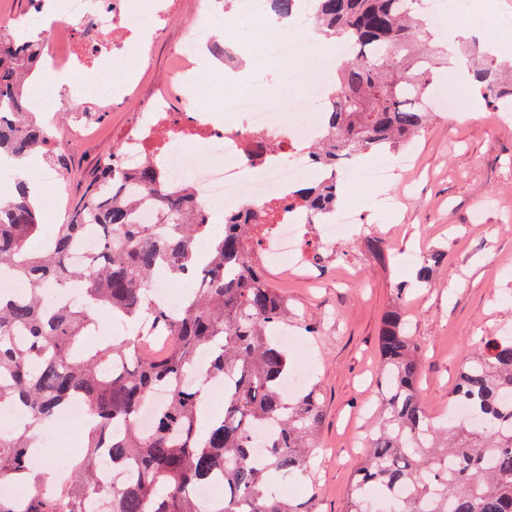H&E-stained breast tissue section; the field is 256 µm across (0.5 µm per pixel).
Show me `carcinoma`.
<instances>
[{"mask_svg":"<svg viewBox=\"0 0 512 512\" xmlns=\"http://www.w3.org/2000/svg\"><path fill=\"white\" fill-rule=\"evenodd\" d=\"M290 18L299 0H269ZM316 30L353 47L336 72L323 112V135L312 157L323 177L300 192L319 224L336 206L341 169L367 151L407 144L425 125L424 102L433 85L432 59L418 50L419 19L407 0H313ZM37 43L0 30V154L20 160L42 153L54 169L68 170L69 153L30 111L25 81L36 70ZM484 99L508 109L512 82L493 67L473 70ZM116 143L102 153L96 177L52 238L40 236L38 199L18 178L16 192L0 199V270L24 280L17 301L0 297V406L22 409L23 425L0 432V483L24 482L37 471L32 433L75 394L88 405L94 426L83 461L69 484L18 501L0 494V512H315L276 493L284 479L309 471L323 419L317 386L288 397V350L277 332L288 323V300L251 255L262 215L250 206L224 212V235L199 243L210 227L191 188L176 185L151 158L123 170ZM144 203L157 223L140 224ZM90 233L99 248L79 266L70 256ZM442 260L437 253L417 267L430 285ZM195 281L180 311L168 312L149 296L155 272ZM74 284L78 305L53 298ZM137 326L135 337L112 338L96 348L84 336L100 313ZM382 391L379 422L354 473L346 512H512V337L483 336L457 377L450 401L465 400L483 422L436 425L419 396L423 369L419 345L396 308L383 316L378 336ZM207 353L200 367L197 356ZM232 380L223 415L201 435L202 389ZM166 391L153 426L136 424L142 402ZM271 425L264 454L253 456L254 432ZM112 467L132 464L124 486L98 475L101 453ZM224 477L223 495L208 507L193 490Z\"/></svg>","mask_w":512,"mask_h":512,"instance_id":"cac0c4a2","label":"carcinoma"}]
</instances>
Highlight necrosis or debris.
<instances>
[{
	"mask_svg": "<svg viewBox=\"0 0 512 512\" xmlns=\"http://www.w3.org/2000/svg\"><path fill=\"white\" fill-rule=\"evenodd\" d=\"M41 7L58 8L62 25L76 34L91 31L101 37L111 34L113 25L122 24L143 58L149 54L148 38L159 20L156 12L130 10L126 0H43ZM311 49L309 38L283 35L263 42L250 66L258 69L274 59H300ZM41 60L47 71L56 74L93 63L108 70L122 64L120 51L111 46L98 47L90 54L64 51L55 39L43 45ZM326 97L319 79L277 99L251 104L238 93L228 92L223 117L199 110L186 119L170 111L166 99L161 98L155 101L148 119L129 133L120 163L128 169L145 157H159L166 161L173 180L188 182L200 202H221L228 207L253 204L263 213L258 251L284 272H308L312 269L310 248L330 249L336 239L355 230L348 211L337 222L313 225L309 212L293 194L294 186L313 168L308 145L322 134L320 114ZM298 111L308 113L306 122H286V113ZM226 118L234 122L229 133L222 124ZM257 134L278 144L279 149L264 152L253 162L248 154Z\"/></svg>",
	"mask_w": 512,
	"mask_h": 512,
	"instance_id": "necrosis-or-debris-1",
	"label": "necrosis or debris"
}]
</instances>
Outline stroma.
Wrapping results in <instances>:
<instances>
[{"instance_id": "stroma-1", "label": "stroma", "mask_w": 512, "mask_h": 512, "mask_svg": "<svg viewBox=\"0 0 512 512\" xmlns=\"http://www.w3.org/2000/svg\"><path fill=\"white\" fill-rule=\"evenodd\" d=\"M133 2L164 13L151 54L143 64L136 56L127 58L128 70L141 72L130 84L115 73H74L70 100L83 101L81 88L92 79L112 83L116 93L111 110L100 115L85 138L76 137L71 118L56 115L53 133L67 145L71 166L64 179L46 180L51 191L40 198L44 234L56 230V208L76 205L100 154L123 141L159 95H167L172 110L183 115L223 104V64L213 63L191 86L182 85L177 76L185 53L199 45L198 26L218 41L225 29H235L241 70H248L247 47L272 36L264 21L238 20V0H219L210 7L203 0ZM336 65V59L321 53L299 62L276 60L264 71L251 72L245 90L276 97L284 92L283 69L304 84L320 73L334 79ZM434 73L435 88L455 83L462 111L434 103L424 131L400 152L409 164L397 179L338 198L351 206L355 223L375 225L376 236L392 246L389 257L379 260L366 239L346 236L317 268V286H310L304 274L265 267L268 280L297 314L288 325V352L292 360H309L308 381L322 394L324 416L312 461L315 483L298 484L300 496H314L316 512H345L347 489L363 451L360 439L380 405L378 336L390 307L401 306L409 332L424 350L418 392L438 422L448 415L449 393L470 345L481 336H512V119H501L499 110L462 79L456 62L439 65ZM383 195L397 198V210L379 208ZM436 250L447 259L436 270L434 286L416 287L418 254ZM309 321L318 326L312 336L303 329ZM79 447L78 437L59 428L40 457L67 478Z\"/></svg>"}]
</instances>
